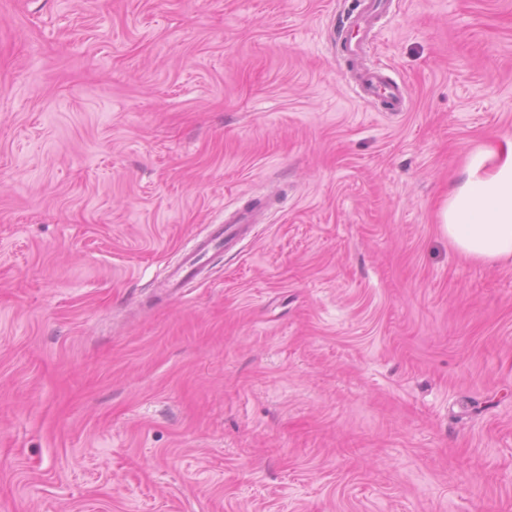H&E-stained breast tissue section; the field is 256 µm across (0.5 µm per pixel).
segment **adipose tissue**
Instances as JSON below:
<instances>
[{"label": "adipose tissue", "instance_id": "obj_1", "mask_svg": "<svg viewBox=\"0 0 512 512\" xmlns=\"http://www.w3.org/2000/svg\"><path fill=\"white\" fill-rule=\"evenodd\" d=\"M439 224L466 259L512 258V140L471 152L439 210Z\"/></svg>", "mask_w": 512, "mask_h": 512}]
</instances>
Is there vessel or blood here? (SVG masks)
<instances>
[{
  "instance_id": "vessel-or-blood-1",
  "label": "vessel or blood",
  "mask_w": 512,
  "mask_h": 512,
  "mask_svg": "<svg viewBox=\"0 0 512 512\" xmlns=\"http://www.w3.org/2000/svg\"><path fill=\"white\" fill-rule=\"evenodd\" d=\"M390 0H363L362 10L355 18L351 32L341 42V49L350 62H358L367 48V34L374 17L388 10ZM355 90L360 98L383 102L387 111L401 112L406 108L407 93L404 85L388 79L376 68L359 69ZM260 221L259 209L237 211L215 225L212 232L198 240L194 249L186 253L181 264L167 271L163 286L170 294H177L186 278L202 273L204 257L214 250H233L252 232Z\"/></svg>"
}]
</instances>
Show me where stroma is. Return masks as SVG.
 <instances>
[{"label":"stroma","mask_w":512,"mask_h":512,"mask_svg":"<svg viewBox=\"0 0 512 512\" xmlns=\"http://www.w3.org/2000/svg\"><path fill=\"white\" fill-rule=\"evenodd\" d=\"M0 0V512H512V0ZM255 236L160 286L211 225ZM390 0H363L362 10L355 18L351 32L341 42V49L352 63H357L367 48V34L373 18L389 9ZM354 88L360 98L380 100L389 112L405 111L407 93L404 85L388 79L379 69H359ZM438 216L441 231L466 259L512 258V140L471 152Z\"/></svg>","instance_id":"stroma-1"}]
</instances>
